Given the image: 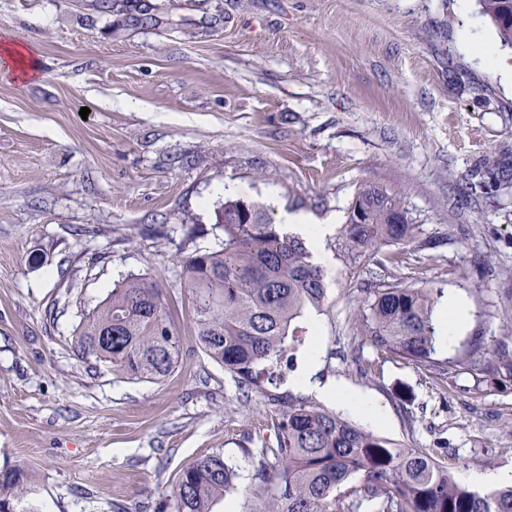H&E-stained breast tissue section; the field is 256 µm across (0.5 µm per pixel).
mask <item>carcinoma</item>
<instances>
[{"label":"carcinoma","mask_w":512,"mask_h":512,"mask_svg":"<svg viewBox=\"0 0 512 512\" xmlns=\"http://www.w3.org/2000/svg\"><path fill=\"white\" fill-rule=\"evenodd\" d=\"M481 13L512 48V0H479ZM222 232L215 247L181 261L196 342L239 383L256 387L259 368L278 366L302 345L304 318L327 298L323 269L303 238L284 234L266 211L226 199L216 211ZM355 257L413 239L399 198L377 185L359 189L342 227ZM441 291L390 284L368 289L362 336L376 350L439 373V326L434 308ZM78 356L130 380L160 381L177 366L181 341L158 284L129 275L82 314ZM471 367L484 382L512 379V341L492 348L473 340ZM275 445L243 448L254 470L246 491L267 503L264 512H512V486L480 494L459 483L448 466L421 448H397L385 438L304 400L281 402ZM236 476L215 452L184 468L173 489V512H212ZM29 479L21 466L0 469V512H38L24 499Z\"/></svg>","instance_id":"cac0c4a2"}]
</instances>
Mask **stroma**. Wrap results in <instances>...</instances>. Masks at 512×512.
I'll list each match as a JSON object with an SVG mask.
<instances>
[{"label": "stroma", "mask_w": 512, "mask_h": 512, "mask_svg": "<svg viewBox=\"0 0 512 512\" xmlns=\"http://www.w3.org/2000/svg\"><path fill=\"white\" fill-rule=\"evenodd\" d=\"M8 36L39 56L35 79L0 76V467L27 468L40 512H158L212 452L238 473L213 512H262L241 446L274 442L279 414L197 346L180 277L227 197L331 225L327 300L288 374L316 356L317 381L381 406L377 435L463 484L512 469V383L461 362L472 337L512 336V88L479 54L512 49L477 0H0ZM368 184L400 198L414 239L354 259L341 227ZM130 274L156 280L181 337L158 382L74 349ZM380 283L465 304L444 378L364 341Z\"/></svg>", "instance_id": "obj_1"}]
</instances>
